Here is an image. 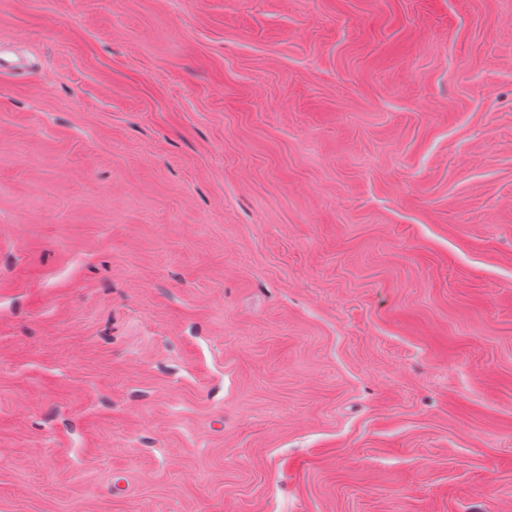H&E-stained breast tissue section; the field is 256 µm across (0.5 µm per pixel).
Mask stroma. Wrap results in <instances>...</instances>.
Segmentation results:
<instances>
[{
    "label": "stroma",
    "instance_id": "stroma-1",
    "mask_svg": "<svg viewBox=\"0 0 512 512\" xmlns=\"http://www.w3.org/2000/svg\"><path fill=\"white\" fill-rule=\"evenodd\" d=\"M0 512H512V0H0Z\"/></svg>",
    "mask_w": 512,
    "mask_h": 512
}]
</instances>
